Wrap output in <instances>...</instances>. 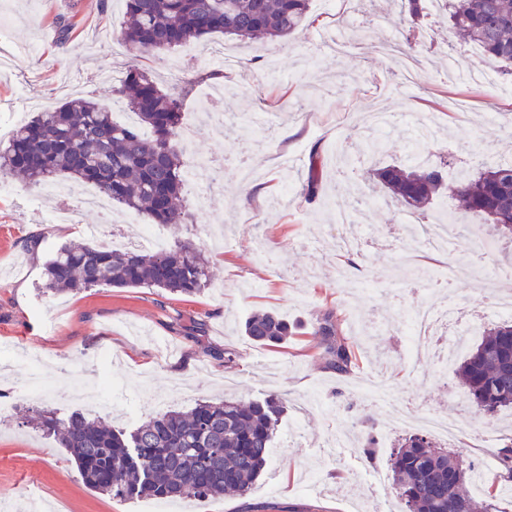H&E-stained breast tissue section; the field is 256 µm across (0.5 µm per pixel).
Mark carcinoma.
<instances>
[{"label": "carcinoma", "instance_id": "cac0c4a2", "mask_svg": "<svg viewBox=\"0 0 512 512\" xmlns=\"http://www.w3.org/2000/svg\"><path fill=\"white\" fill-rule=\"evenodd\" d=\"M456 33L484 55L512 65V0H433ZM121 41L148 57L221 34L238 40L275 42L307 29L310 0H124ZM138 115L139 125L112 120L110 107L77 98L37 113L0 144V175L21 174L32 186L67 179L92 184L126 210L157 224L185 221L182 195L186 170L177 143L181 100L144 72L129 70L113 89ZM442 162L384 165L371 170L392 202L421 215L445 190L465 207L512 238V165L497 164L444 183ZM323 161L309 156L303 187L318 191ZM45 287L78 292L100 285H141L193 295L207 284V261L199 245L177 241L157 251L114 250L83 242L62 245L45 263ZM329 365L349 370L354 352L332 324H320ZM288 323L278 314H253L244 335L259 347L288 339ZM456 376L476 408L496 413L512 408V321L483 330L456 362ZM284 400L226 397L201 400L186 410L170 409L130 432L84 414L36 409L26 423L57 438L72 457L84 484L123 500L133 497L216 500L246 493L263 473ZM491 492L484 499L470 490L474 465L438 448L430 436L414 432L387 459L405 512H501L500 488L512 482V444L498 451Z\"/></svg>", "mask_w": 512, "mask_h": 512}]
</instances>
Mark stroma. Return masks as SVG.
<instances>
[{"label":"stroma","instance_id":"stroma-1","mask_svg":"<svg viewBox=\"0 0 512 512\" xmlns=\"http://www.w3.org/2000/svg\"><path fill=\"white\" fill-rule=\"evenodd\" d=\"M123 0H0V16L10 27L0 36V117L18 110L33 113L73 97L112 107L116 121L130 117L112 94L127 70L148 73L162 89L183 99L182 121L195 130L196 150L184 153L185 165L203 155L219 161L222 180L186 188L191 216L182 224H160L167 243L193 241L204 247L209 278L204 291L171 293L147 285L101 286L77 293L44 289V264L60 245L95 243L88 228L96 215H80L74 224H46L45 210L55 200L35 202L36 188L22 178L9 179L0 194V359L14 358L12 374H0V398L14 410L0 418V497L13 512H27L31 493L59 502L64 512H401L393 487L372 495V470L384 469V457L368 461L361 448L367 436L384 432L392 404L410 403L423 418L442 413L454 420L461 439L452 447L465 461L496 470V450L512 440V412H478L458 384L454 368L417 365L405 357L394 324L404 322L414 305L431 304L430 292L414 293L415 268L446 282V294L483 313L484 324L497 322L492 306L512 299V241L500 239L489 252L473 253L472 239L490 234L489 225L460 202L441 195L421 215L427 224L440 207L457 219L450 252L437 253L411 236L405 210L385 204L369 179L371 165L409 163L418 121L432 125L428 149L444 157L446 182L483 165L512 164V73L497 67L494 85L449 79V55L462 67L487 65L478 46L444 27L435 7L423 17L401 14L397 4L345 18L326 13L312 0L316 22L304 33L280 43H265L260 56L236 68L219 70L210 56L223 44L215 35L178 47L162 60L135 47L104 42L118 35ZM72 22L66 44L56 37L57 21ZM369 21L377 37L336 56L321 50V33L357 30ZM411 40L420 64L410 84L402 83L404 59L385 53L381 41ZM112 66L111 83L96 73ZM222 71L226 93L211 101L213 71ZM388 113L391 125L380 135L384 152L369 155L361 144L370 132L364 116ZM318 150L325 171L315 199H305L309 154ZM354 169L338 166L342 155ZM256 170V182L280 190L289 181L285 205L246 195L241 163ZM350 216L344 235L388 233L383 246L356 255L338 250L331 226L332 201ZM222 215L226 244L207 242L212 215ZM273 311L292 329L286 343L258 347L242 332L254 313ZM356 353L349 373L327 368L316 328L324 312ZM56 320L52 333L44 317ZM237 354L228 369L219 354ZM112 353L116 377L108 386L99 415L114 426L133 430L147 417L203 398L234 395L260 399L278 394L286 410L278 424L265 472L246 494L204 499L119 500L89 489L75 463L57 440L23 419L39 403L23 390L34 355L56 354L57 395L46 405L63 412L74 406L61 394L72 361H83L88 382L100 371L97 355Z\"/></svg>","mask_w":512,"mask_h":512}]
</instances>
